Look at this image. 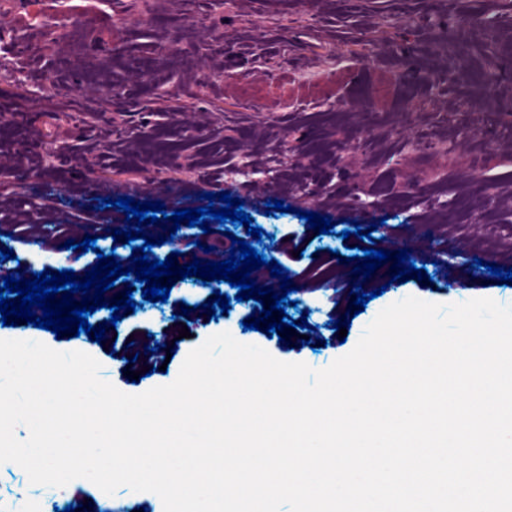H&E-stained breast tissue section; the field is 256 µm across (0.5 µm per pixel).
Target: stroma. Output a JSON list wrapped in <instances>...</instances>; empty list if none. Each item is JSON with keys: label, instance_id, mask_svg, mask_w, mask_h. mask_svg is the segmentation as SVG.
<instances>
[{"label": "stroma", "instance_id": "1", "mask_svg": "<svg viewBox=\"0 0 512 512\" xmlns=\"http://www.w3.org/2000/svg\"><path fill=\"white\" fill-rule=\"evenodd\" d=\"M465 12L482 26L438 42ZM452 62L455 78L431 87L430 73ZM490 70L498 83L486 95ZM220 192L272 235L273 257L288 249V233L304 237L287 313L307 319L310 343L287 328L278 339L244 329L251 300L216 318L198 312L212 289L180 280L167 302H143L100 342L30 324L0 325V337L89 349L116 387L138 394L172 383L188 353L220 332L322 369L406 297L512 303V282L487 270L512 266V0H0V248L13 249L11 267L84 276L96 252L65 242L88 234L126 261L131 246L115 248L110 231L129 224L103 199L160 201L171 214L221 208L206 199ZM274 200L290 212H268ZM303 211L331 218L333 234L312 229ZM376 223L383 249L424 251L414 264L428 278L398 285L390 266L377 268L375 298L342 337L329 297L352 308L351 230ZM209 226L183 228L182 243L152 247V257L178 267L227 260L224 226ZM116 338L131 339L137 361L112 358ZM150 340L158 349L148 353ZM1 500L10 512L73 503L80 512H163L155 494L123 486L108 495L87 480L51 498L16 470L0 471Z\"/></svg>", "mask_w": 512, "mask_h": 512}]
</instances>
